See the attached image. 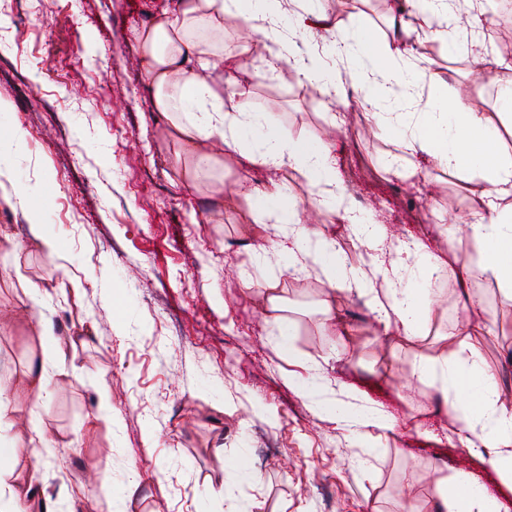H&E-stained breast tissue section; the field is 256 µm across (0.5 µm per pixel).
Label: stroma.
I'll use <instances>...</instances> for the list:
<instances>
[{
  "label": "stroma",
  "mask_w": 512,
  "mask_h": 512,
  "mask_svg": "<svg viewBox=\"0 0 512 512\" xmlns=\"http://www.w3.org/2000/svg\"><path fill=\"white\" fill-rule=\"evenodd\" d=\"M159 0H11L0 10V134L21 127L25 142L7 160L15 184L34 189L43 230L67 250L48 257L32 242L23 211L0 192V383L19 390L14 424L0 425V481L38 471L47 512H395L405 486L415 493L448 479L459 449L423 437L450 432L432 411L435 386L414 377L420 356H450L459 337L337 352L314 314L321 282L269 257L250 263L248 246L275 238L247 206L213 205L208 188L234 195L240 171L215 144L218 163L187 180L169 125L152 106L133 28ZM447 94L482 85L474 109L501 108L495 89L471 74L463 57L427 44ZM40 86L31 92L30 83ZM253 111L311 139L336 137L357 153L353 186L362 208L399 232H420L410 216L442 207L455 248L474 265L463 219L466 179L440 169L428 180L382 179L376 161L397 152L383 139L361 141L355 128L334 131L323 116L336 104L304 93L288 68L249 79ZM255 283L276 274L297 317L294 357L276 345V323L258 296L241 289L240 270ZM79 276L80 291L68 288ZM43 289L32 305L27 283ZM482 303L498 335L482 346L487 369L512 393V301L483 279ZM50 324L61 351L44 363L34 319ZM330 363L336 397L354 413L391 412L396 427L358 439L313 413L288 385L289 373ZM46 365L52 394L27 387L30 367ZM112 422L96 421L99 386ZM38 419L50 447L33 442ZM154 431L153 447L143 441ZM223 486V498L210 494Z\"/></svg>",
  "instance_id": "1"
}]
</instances>
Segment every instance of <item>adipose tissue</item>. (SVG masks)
<instances>
[{
    "instance_id": "adipose-tissue-1",
    "label": "adipose tissue",
    "mask_w": 512,
    "mask_h": 512,
    "mask_svg": "<svg viewBox=\"0 0 512 512\" xmlns=\"http://www.w3.org/2000/svg\"><path fill=\"white\" fill-rule=\"evenodd\" d=\"M318 0H175L155 11L149 24L132 38L140 50V68L154 90V106L165 113L194 174L209 169L212 158L198 146L223 141L243 174L255 169L285 173L246 199L258 224H276L280 234L273 251L287 257L290 270L315 274L326 291L319 303L318 329L324 336H353L338 310L352 297L366 298L382 332L414 342L427 336L438 320L437 304L428 286L435 274L466 273L494 278L502 294L512 298V137L511 112H482L463 95L440 93L442 80L432 59L419 48L440 43L451 55L485 64L494 37L480 17L483 0H405L391 17L394 34L379 32L364 20L354 21L348 39L330 49L303 50L298 40H312L328 20ZM234 18L252 43L262 44L263 65L274 70L286 62L301 87L341 105L357 107L366 128L394 140L401 153L380 160L378 172L405 180L439 168L464 174L473 181L465 222L467 238L478 245L477 266L459 268L456 254L433 252L425 238L414 249L400 251L384 266L376 245L387 234L385 225L355 205L346 186L332 140L310 141L266 124L251 111L240 79L255 70L250 46L240 53H219L210 60L199 53L193 35L223 31ZM225 70V81L213 74ZM305 190L308 203L330 223L343 225L360 246L359 265H351L335 237L304 223L297 200L287 199L286 183ZM474 324L466 342L443 361L421 357L415 377L431 382L445 396L455 423L450 444L486 459L501 486L512 489V402L506 401L485 367L480 344L490 335ZM288 384L318 414L341 425L356 424L362 437L371 429L390 430L394 420L380 410L351 415L319 378L289 377ZM497 498L469 471H455L438 483L427 498H408L398 512H499Z\"/></svg>"
}]
</instances>
